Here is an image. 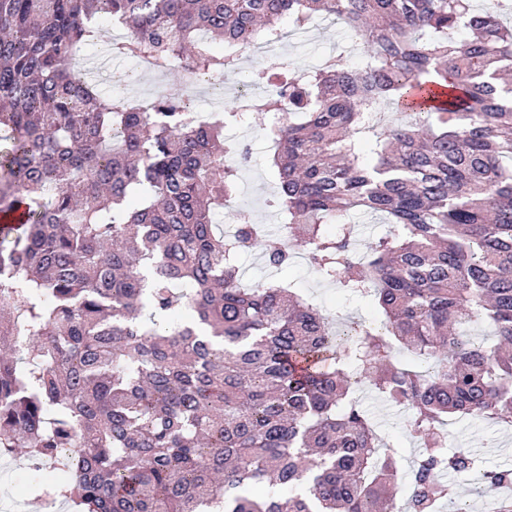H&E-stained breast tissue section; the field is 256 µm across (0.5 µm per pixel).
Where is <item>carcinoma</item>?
I'll use <instances>...</instances> for the list:
<instances>
[{"mask_svg":"<svg viewBox=\"0 0 512 512\" xmlns=\"http://www.w3.org/2000/svg\"><path fill=\"white\" fill-rule=\"evenodd\" d=\"M505 15L512 0H0V213L27 215L0 230V456L72 473L44 495L75 512H438L443 472L512 485L445 428L512 423ZM319 18L359 38V66L264 62L273 90L247 110L281 113L265 133L286 239L382 312L342 331L288 286L242 283L243 244L275 269L291 253L248 214L213 223L249 162L224 121L175 96L138 112L68 69L109 19L128 30L112 55L221 78L283 20ZM355 212L390 225L365 254ZM479 320L492 343L463 331ZM366 382L410 410V503Z\"/></svg>","mask_w":512,"mask_h":512,"instance_id":"cac0c4a2","label":"carcinoma"}]
</instances>
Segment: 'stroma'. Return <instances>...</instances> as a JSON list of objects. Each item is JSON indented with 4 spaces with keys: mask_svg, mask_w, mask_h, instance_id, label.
Returning <instances> with one entry per match:
<instances>
[{
    "mask_svg": "<svg viewBox=\"0 0 512 512\" xmlns=\"http://www.w3.org/2000/svg\"><path fill=\"white\" fill-rule=\"evenodd\" d=\"M351 39L346 28L336 22L324 20L306 32H294L287 36L280 47L285 59L301 69L316 67L319 59L331 52H342L350 46ZM167 96L185 97L189 108L207 104L209 99L220 97L224 102H234L233 93H220L219 89L207 87L205 95L186 98L184 86L171 75L135 76L122 93L128 98L149 94L151 89ZM265 116H253L250 122L238 123L226 128V135H236L250 147L251 160L242 171L239 203L249 210L257 223L277 230L281 218L275 215L266 200L273 190V171L269 158L274 145L264 134ZM292 261L288 268L273 270L262 257L260 248L252 247L241 253L239 266L245 285L265 283L271 280L292 282L297 293L306 298L322 312L335 316L337 327L351 321H366L377 318L378 309L366 297L350 295L335 285L322 281L315 273L303 252L292 248ZM357 397L371 418L376 430L393 448L400 459L401 471H408L419 452L417 441L406 431L408 409L387 401L362 387ZM450 446H465L477 452L487 467L512 468V427L491 424L473 416L453 417L448 422ZM28 462L20 456L0 458V503L8 512H43L42 506L32 492V484L22 479L21 474Z\"/></svg>",
    "mask_w": 512,
    "mask_h": 512,
    "instance_id": "35a3bbf8",
    "label": "stroma"
}]
</instances>
